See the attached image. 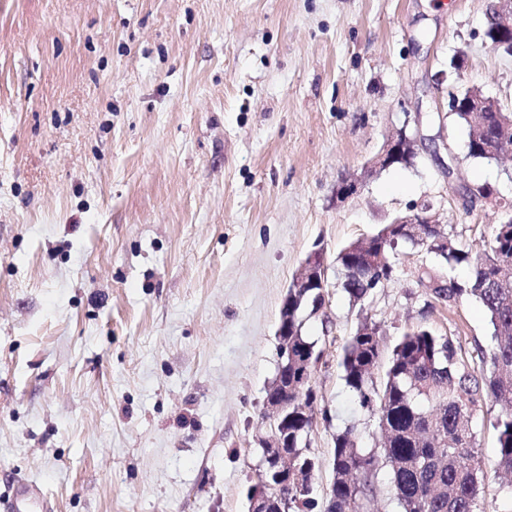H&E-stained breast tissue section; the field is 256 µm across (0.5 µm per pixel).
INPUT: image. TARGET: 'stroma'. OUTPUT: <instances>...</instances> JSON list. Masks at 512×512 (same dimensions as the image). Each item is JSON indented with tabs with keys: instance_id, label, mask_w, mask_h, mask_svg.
Segmentation results:
<instances>
[{
	"instance_id": "stroma-1",
	"label": "stroma",
	"mask_w": 512,
	"mask_h": 512,
	"mask_svg": "<svg viewBox=\"0 0 512 512\" xmlns=\"http://www.w3.org/2000/svg\"><path fill=\"white\" fill-rule=\"evenodd\" d=\"M489 0H0V495L38 482L56 512H248L268 436L282 301L307 254H336L430 205L463 249L512 200V158L466 157L448 96L512 113ZM464 53L462 69L452 59ZM413 165L366 174L405 120ZM362 180L337 202V183ZM352 307L336 264L310 452L327 505L334 437L377 418L339 366L362 318L489 348L482 305L446 306L408 243ZM485 507L512 495L478 419Z\"/></svg>"
}]
</instances>
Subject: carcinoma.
<instances>
[{"label": "carcinoma", "mask_w": 512, "mask_h": 512, "mask_svg": "<svg viewBox=\"0 0 512 512\" xmlns=\"http://www.w3.org/2000/svg\"><path fill=\"white\" fill-rule=\"evenodd\" d=\"M512 119V113L502 115ZM495 112H484L485 129L479 130L469 115L454 114L469 127L466 157L486 161L503 134ZM425 247L440 256L436 265H424L419 282L441 302L455 303L465 296L477 299L493 327L494 345L478 352L479 365L463 356L456 337L435 333L419 324L403 333L389 356H384L380 328L363 320L343 348L340 366L346 385L360 407L374 412L381 430L382 456L365 451L355 427L336 434L332 458L333 482L326 512H368L376 497L379 464L388 467L389 484L400 512H485L480 501L483 476L477 459L480 415L498 409L497 472L512 475V223L499 224L481 248L471 253L448 240L437 242L445 225H424ZM383 246L385 256L396 250L384 243L383 232L358 239L336 256L342 268L341 288L352 304H363L373 290L389 280L394 263L380 267L371 261L372 247ZM470 276L457 282L443 269L460 264ZM317 290L307 288L292 305L288 335V380L304 373L301 355L318 354V341L303 335L307 318L317 311ZM385 363L380 384L373 369ZM315 392L311 386L288 394V477L281 493L288 512H314L313 456L307 447L306 427L315 419Z\"/></svg>", "instance_id": "carcinoma-1"}]
</instances>
